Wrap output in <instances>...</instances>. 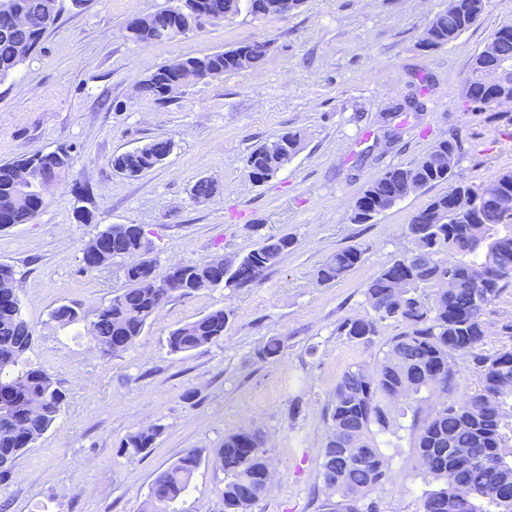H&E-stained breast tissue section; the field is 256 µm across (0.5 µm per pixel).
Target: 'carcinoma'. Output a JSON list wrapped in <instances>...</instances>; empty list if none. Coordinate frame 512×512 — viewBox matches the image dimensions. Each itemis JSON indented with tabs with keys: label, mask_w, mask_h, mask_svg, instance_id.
<instances>
[{
	"label": "carcinoma",
	"mask_w": 512,
	"mask_h": 512,
	"mask_svg": "<svg viewBox=\"0 0 512 512\" xmlns=\"http://www.w3.org/2000/svg\"><path fill=\"white\" fill-rule=\"evenodd\" d=\"M220 5L221 20L246 10L264 17L262 0H182L176 9H161L144 17L139 27L127 24L130 39L143 44L172 40L196 26ZM486 0H448V7L426 24L421 45L438 49L456 42L483 15ZM29 18L25 28L15 25L13 12ZM60 0H0V79L12 75L41 42L57 20ZM491 42L512 60V22L501 25ZM268 46L243 41L235 47L201 56L186 54L158 66L141 81V91L160 103L170 101L167 88H183L205 75L210 79L253 69L265 59ZM485 56H474L465 99L474 110L499 106L498 90L482 82ZM172 141L155 138L140 147L112 156V167L128 178H138L160 164L171 152ZM302 148V135L287 132L255 148L246 159L251 177L264 183L277 174ZM458 139L435 142L408 166H394L370 181L356 199L350 220L367 224L406 196L407 184L417 189L448 185V191L430 198L407 225L413 248L388 262L364 291L372 313L347 317L336 325V335L357 344H370L385 321L404 326L373 368L349 367L337 383L332 397L330 435L320 462L325 493L338 497L324 501L327 512H376L370 497L389 473L390 457L383 439L402 428L398 419L419 412L420 394L437 397V406L427 413L413 437V454L420 467L439 486L422 494V512H448V496L463 482L469 495L468 512H512V500L500 499L503 488L512 491V460L504 450L505 406L512 399V347L484 349L487 318L502 291L512 285V213L486 202L498 191L512 197V171L489 182L472 183L448 171L441 158L460 154ZM33 161L28 155L0 164V227L25 224L44 207L46 196L23 193L18 171ZM39 165L57 172L62 181L71 167V155L63 148L41 153ZM218 185L212 179L198 180L192 189L198 201L213 197ZM103 242L99 260L109 264L127 262V287L101 306L88 329L90 340L119 356L145 331L151 320L175 296L193 295L226 284L245 285L277 262L293 244L282 235L265 239L236 263L221 262L220 271L203 262L170 267L178 292L152 288L143 282L156 269L149 258L152 243L137 224H111L84 247L91 253ZM363 251L351 246L336 251L317 271L321 283L337 281L362 262ZM451 280L452 287L441 282ZM13 266L0 263V375L17 369L11 379L0 378V396L10 404L0 418V481L9 478L16 459L32 447L52 426L61 412L66 394L50 373L27 363L34 333L26 320L21 300L11 301L15 287ZM231 313L215 309L172 330L167 347L172 354L188 353L217 343ZM61 327L80 322L83 316L72 305L62 304L50 314ZM466 356L469 369L480 376L478 386L458 391L456 359ZM161 428L153 426L129 434L120 445L128 456L151 448ZM469 449L471 462L458 472L456 451ZM365 460L355 467V457ZM217 461L229 477L224 485V512H249L266 492L268 464L259 436L241 430L227 435ZM199 465L196 450L187 451L174 465L159 472L151 485L147 512H163L189 488Z\"/></svg>",
	"instance_id": "1"
}]
</instances>
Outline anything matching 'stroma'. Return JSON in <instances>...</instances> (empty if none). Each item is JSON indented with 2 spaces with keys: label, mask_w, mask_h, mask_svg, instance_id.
<instances>
[{
  "label": "stroma",
  "mask_w": 512,
  "mask_h": 512,
  "mask_svg": "<svg viewBox=\"0 0 512 512\" xmlns=\"http://www.w3.org/2000/svg\"><path fill=\"white\" fill-rule=\"evenodd\" d=\"M448 0H306L284 17L242 12L223 25L194 27L150 45L127 36L128 21L178 0H63L54 27L0 81V162L65 148L72 166L31 222L0 229V262L16 271L26 319L35 331L31 365L60 381L67 403L49 430L0 482V512H145L156 474L194 449L201 461L169 512H224L227 477L216 460L226 435L259 433L272 472L250 512H324L319 462L329 435L332 393L352 365L381 359L401 325L383 322L371 345L336 333L346 317L370 311L366 283L410 249L405 227L435 186L406 197L371 223L351 209L363 188L394 166L457 138V170L480 182L512 170V106L471 112L465 84L475 54L512 22V0H488L483 16L454 44L421 48L422 31ZM265 42L255 69L185 88L160 104L140 81L185 54L241 41ZM403 126L385 142L388 114ZM299 130L300 153L275 177L252 183L246 158L277 134ZM167 137L171 155L142 177L126 178L114 154ZM202 177L219 192L191 195ZM109 224L141 225L158 270L233 261L269 237L293 245L247 285L175 297L125 353L90 342L96 309L126 286L123 262L85 270L83 248ZM359 247L362 263L321 283L319 267L337 250ZM83 322L50 321L58 305ZM222 308L232 317L223 340L170 353L179 325ZM276 336L272 359L257 350ZM161 433L148 452L128 457L121 442L140 428ZM411 419L394 436L390 476L378 512H421L434 488L412 453Z\"/></svg>",
  "instance_id": "35a3bbf8"
}]
</instances>
